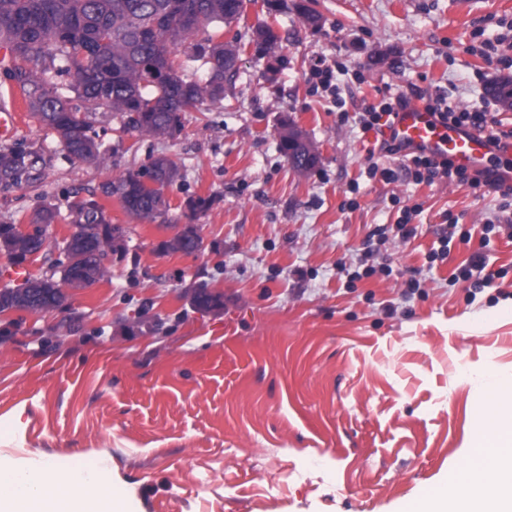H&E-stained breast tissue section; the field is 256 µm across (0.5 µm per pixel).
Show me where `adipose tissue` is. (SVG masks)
<instances>
[{
	"label": "adipose tissue",
	"mask_w": 512,
	"mask_h": 512,
	"mask_svg": "<svg viewBox=\"0 0 512 512\" xmlns=\"http://www.w3.org/2000/svg\"><path fill=\"white\" fill-rule=\"evenodd\" d=\"M484 398L472 414L470 469L449 472L413 512H440L441 506L467 489L479 499L489 493L483 481L487 470L500 474L497 497L512 500V378L484 368L478 376ZM54 496H46V489ZM0 512H126L125 505L104 469L85 479L79 468L51 462L21 466L0 456Z\"/></svg>",
	"instance_id": "1"
}]
</instances>
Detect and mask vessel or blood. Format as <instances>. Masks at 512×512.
Returning <instances> with one entry per match:
<instances>
[{
  "mask_svg": "<svg viewBox=\"0 0 512 512\" xmlns=\"http://www.w3.org/2000/svg\"><path fill=\"white\" fill-rule=\"evenodd\" d=\"M386 134L410 151L450 160L469 171L482 172L492 165L489 132L440 123L421 104L398 110Z\"/></svg>",
  "mask_w": 512,
  "mask_h": 512,
  "instance_id": "b4317fda",
  "label": "vessel or blood"
}]
</instances>
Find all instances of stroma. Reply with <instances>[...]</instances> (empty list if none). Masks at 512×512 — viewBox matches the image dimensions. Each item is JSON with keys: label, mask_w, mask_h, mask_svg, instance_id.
I'll return each mask as SVG.
<instances>
[{"label": "stroma", "mask_w": 512, "mask_h": 512, "mask_svg": "<svg viewBox=\"0 0 512 512\" xmlns=\"http://www.w3.org/2000/svg\"><path fill=\"white\" fill-rule=\"evenodd\" d=\"M294 3L250 0L216 34L239 38L238 76L207 111L184 112L179 133L125 134L99 109V169L67 157L0 73V103L18 107L8 144L42 146L47 160L33 184L0 187V223L49 203L61 241L70 202L101 181L161 155L180 171L170 226L105 200L125 248L67 313L0 314V424L15 431L0 456L104 467L131 512H408L470 466L476 377L487 365L512 375V206L485 187L370 175L400 162L346 116L440 89L512 125L484 88L512 76V47L503 62L481 55L512 23V0H310L315 29ZM263 22L280 36L272 57L250 38ZM320 61L345 66L336 89L314 91ZM288 120L319 153L310 172L279 149ZM192 196L215 202L194 218ZM191 222L201 252H160ZM445 224L449 254L428 262ZM379 227L371 261L390 273L367 277L364 242ZM476 254L494 274L480 289L457 276ZM199 283L223 306L193 308Z\"/></svg>", "instance_id": "35a3bbf8"}]
</instances>
